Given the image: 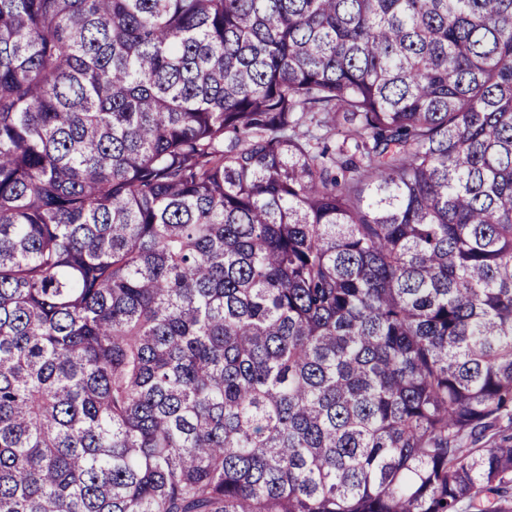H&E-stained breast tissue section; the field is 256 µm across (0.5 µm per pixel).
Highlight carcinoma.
<instances>
[{"label": "carcinoma", "mask_w": 512, "mask_h": 512, "mask_svg": "<svg viewBox=\"0 0 512 512\" xmlns=\"http://www.w3.org/2000/svg\"><path fill=\"white\" fill-rule=\"evenodd\" d=\"M512 512V0H0V512Z\"/></svg>", "instance_id": "obj_1"}]
</instances>
